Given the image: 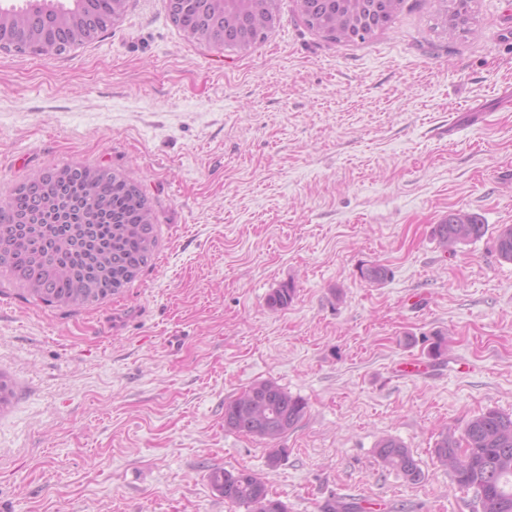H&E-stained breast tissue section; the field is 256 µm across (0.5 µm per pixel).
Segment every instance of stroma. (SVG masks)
<instances>
[{"instance_id":"1","label":"stroma","mask_w":512,"mask_h":512,"mask_svg":"<svg viewBox=\"0 0 512 512\" xmlns=\"http://www.w3.org/2000/svg\"><path fill=\"white\" fill-rule=\"evenodd\" d=\"M72 162L140 185L156 256L78 308L0 276V512H247L210 482L243 467L287 512L334 496L476 512L433 448L486 409L512 414V263L495 247L512 224V0H474L452 39L405 0L364 43L280 0L266 41L220 52L167 0H128L69 52L0 51V202ZM451 213L487 233L440 245ZM372 264L384 283L361 278ZM288 282V308H268ZM406 359L429 375L399 376ZM263 379L306 403L274 465L224 427L225 402ZM386 436L420 481L381 463Z\"/></svg>"}]
</instances>
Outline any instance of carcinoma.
I'll list each match as a JSON object with an SVG mask.
<instances>
[{"mask_svg": "<svg viewBox=\"0 0 512 512\" xmlns=\"http://www.w3.org/2000/svg\"><path fill=\"white\" fill-rule=\"evenodd\" d=\"M224 10L244 9L254 19L249 32L230 24L224 28V47L246 50L265 40L279 21V0H223ZM304 24L325 38L341 43L364 42L389 27L404 0H295ZM444 31L453 38L469 30L472 0H436ZM98 16L97 33L107 31L126 9V0H47L9 8L10 34L15 51H30V15H42L51 29L58 18L76 17L86 7ZM182 31L200 27L199 16L180 12L171 17ZM61 181L26 180L0 207V274L7 273L36 300L50 306L80 307L119 293L153 259L157 245L152 209L140 187L109 169L81 163L60 167ZM486 225L476 215L450 213L433 228L446 246L484 236ZM500 260L512 263V225L497 231ZM369 283L387 280L383 265L359 269ZM294 284L274 289L267 297L271 309L288 307ZM306 403L273 380H261L224 403V427L274 442L296 427ZM434 456L448 467L459 486L473 491L479 512H512V415L487 409L466 424L461 437L447 431L435 443ZM381 462L416 482L423 471L411 451L395 438L376 445ZM224 499L248 512H287L265 482L247 468L219 469L210 475Z\"/></svg>", "mask_w": 512, "mask_h": 512, "instance_id": "obj_1", "label": "carcinoma"}]
</instances>
